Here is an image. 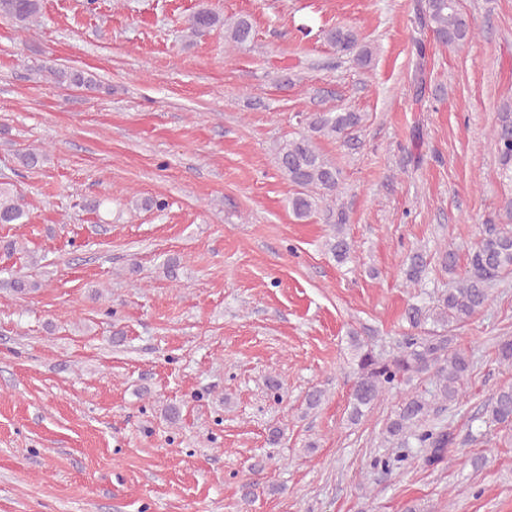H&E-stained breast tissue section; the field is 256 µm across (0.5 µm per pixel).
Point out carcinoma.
<instances>
[{"mask_svg": "<svg viewBox=\"0 0 512 512\" xmlns=\"http://www.w3.org/2000/svg\"><path fill=\"white\" fill-rule=\"evenodd\" d=\"M40 0H0V16L27 28L38 24ZM418 19L437 44L446 50L461 51L476 38L472 23L462 15L458 0H421ZM224 28L225 47L244 50L254 41L255 30L249 16L224 19L214 10L201 7L188 15L187 30L202 36L216 27ZM324 38L341 55H353L362 67L372 63L374 50L362 41L357 30L338 25L324 32ZM49 75L57 84L70 82L92 86L93 81L82 73L50 68ZM365 120L361 112H314L305 118L306 131L278 142L274 147L278 168L295 192L288 198L293 215L307 219L323 207L333 213L332 234L325 246L337 262L353 259L354 245L344 227L349 216L338 203L342 171L323 153L318 139L346 141L358 131ZM490 142L498 157L496 175L512 183V99L501 104L497 120L490 131ZM18 167L28 171L44 163L38 149L16 153ZM499 223L492 224L475 242L469 252V270L463 278L452 279V286L440 292L437 303L426 307L412 303L405 310L410 333L397 339L387 355L375 352L358 333L349 334V348L356 380L351 393L350 421L357 423L365 413L394 389L406 387L394 416L386 423L383 439L396 448L390 455L376 458L372 467L385 473L400 467L409 458V449L421 448L429 465L445 460L456 445V435L444 424L442 415L448 406L457 403L461 390L474 371L472 356L457 343L454 332L485 311L495 300V293L504 278L512 274V197L504 200ZM29 218L27 204L0 186V224H22ZM441 268L456 273L458 250L446 243L436 252ZM430 264L427 251L416 248L406 256L403 275L406 285L415 288L422 283ZM43 283L25 274L0 280V288L24 298L42 288ZM430 330H420L427 322ZM496 360L512 368V339L495 344ZM427 379L431 389L421 391L416 381ZM512 425V386L499 388L491 397L481 425L470 429L466 441L483 442L491 428Z\"/></svg>", "mask_w": 512, "mask_h": 512, "instance_id": "1", "label": "carcinoma"}]
</instances>
